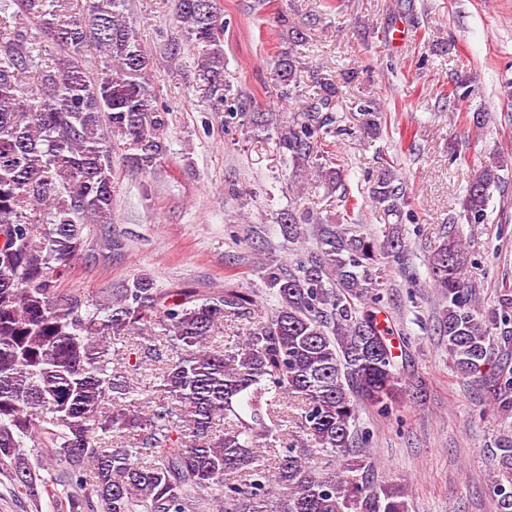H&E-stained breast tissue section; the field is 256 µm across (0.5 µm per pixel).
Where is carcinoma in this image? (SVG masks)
Listing matches in <instances>:
<instances>
[{"instance_id": "carcinoma-1", "label": "carcinoma", "mask_w": 512, "mask_h": 512, "mask_svg": "<svg viewBox=\"0 0 512 512\" xmlns=\"http://www.w3.org/2000/svg\"><path fill=\"white\" fill-rule=\"evenodd\" d=\"M198 76L225 122L263 130L288 166L289 187L314 175L341 184L332 137L336 76L309 73L290 50L271 62L279 106L254 111L224 79L219 0H174ZM128 0H0V476L56 512H411L404 487L374 479L359 412L396 409L415 377L378 321L385 266L402 264L401 225L383 238L351 222L358 199L342 197L346 226L320 225L316 251L268 263L274 304L261 312L250 288H158L135 277L102 300L61 288L87 241L112 223V142L124 166L147 173L167 155V109L146 81L150 55L127 20ZM98 52L88 68L85 51ZM293 102L288 110L284 105ZM360 129L380 133L377 102L359 100ZM503 164L476 170L460 217L484 224ZM369 194L401 216L407 185L391 164ZM298 243L310 210L279 213ZM465 246L444 241L428 261L442 298L439 333L458 374L493 391L512 372L491 371L493 331L512 335V294L483 311L465 282ZM240 323L229 349L218 336ZM155 368L151 402L138 375ZM490 491L512 512V438L498 441Z\"/></svg>"}]
</instances>
